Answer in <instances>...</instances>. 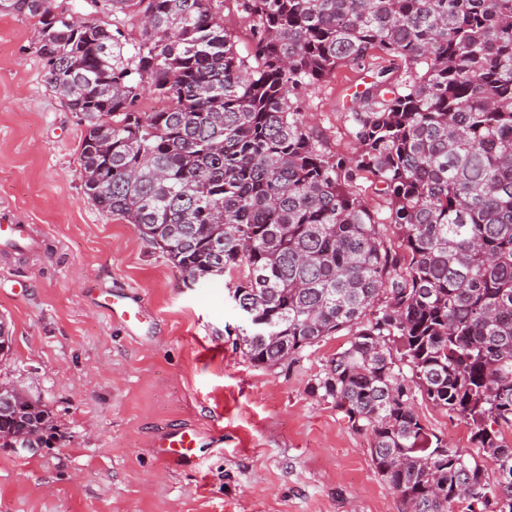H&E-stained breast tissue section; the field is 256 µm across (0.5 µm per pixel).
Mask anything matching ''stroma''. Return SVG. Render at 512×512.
<instances>
[{
    "mask_svg": "<svg viewBox=\"0 0 512 512\" xmlns=\"http://www.w3.org/2000/svg\"><path fill=\"white\" fill-rule=\"evenodd\" d=\"M30 19L0 13V224L32 225L40 252L0 246V317L12 348L0 379L52 413L58 443L0 448V512H406L376 473L368 435L352 431L316 385L339 333L281 365L235 345L243 317L228 277L184 283L135 225L107 215L80 178L83 126L44 82ZM388 61L346 63L304 102L329 154L354 148V92ZM134 297L128 329L102 307ZM413 406L452 448L474 447L465 419ZM203 433L194 467L150 447L167 428Z\"/></svg>",
    "mask_w": 512,
    "mask_h": 512,
    "instance_id": "35a3bbf8",
    "label": "stroma"
}]
</instances>
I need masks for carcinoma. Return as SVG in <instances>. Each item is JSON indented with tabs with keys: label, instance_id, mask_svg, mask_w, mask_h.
I'll return each instance as SVG.
<instances>
[{
	"label": "carcinoma",
	"instance_id": "obj_1",
	"mask_svg": "<svg viewBox=\"0 0 512 512\" xmlns=\"http://www.w3.org/2000/svg\"><path fill=\"white\" fill-rule=\"evenodd\" d=\"M94 2L112 25L0 0L33 21L45 83L84 122L89 199L197 283L238 276L251 363L347 332L316 390L409 512H512V0H234L244 55L224 0ZM373 53L402 78L355 94V150L330 156L303 100ZM146 88L163 109H142ZM415 388L472 426L492 469L426 431ZM19 434L50 444L52 413L30 397L0 412V448ZM252 23L235 3H224V26L238 37L237 50L244 54L250 42Z\"/></svg>",
	"mask_w": 512,
	"mask_h": 512
}]
</instances>
